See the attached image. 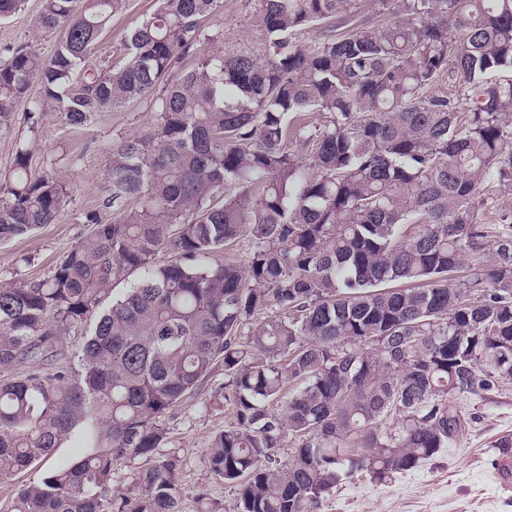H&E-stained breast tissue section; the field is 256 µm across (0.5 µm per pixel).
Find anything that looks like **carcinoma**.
<instances>
[{"label":"carcinoma","mask_w":512,"mask_h":512,"mask_svg":"<svg viewBox=\"0 0 512 512\" xmlns=\"http://www.w3.org/2000/svg\"><path fill=\"white\" fill-rule=\"evenodd\" d=\"M252 2L262 42L210 53L224 0H158L103 73L83 64L124 0H43L52 53L0 60L1 126L21 99L34 130L157 116L112 143L90 232L52 274L0 288V371L27 365L0 382V482L85 443L13 512H181L174 460L130 496L113 473L218 363L235 422L206 458L233 512H323L346 479L413 471L462 432L457 401L512 377V224L481 214L487 185H512V0ZM31 160L20 146L0 178V242L66 205ZM241 238L244 264L216 259ZM83 324L72 364L60 337ZM83 446L84 444L78 436H72L55 449L49 463L55 465L71 462L81 455Z\"/></svg>","instance_id":"obj_1"}]
</instances>
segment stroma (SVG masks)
Listing matches in <instances>:
<instances>
[{"instance_id": "stroma-1", "label": "stroma", "mask_w": 512, "mask_h": 512, "mask_svg": "<svg viewBox=\"0 0 512 512\" xmlns=\"http://www.w3.org/2000/svg\"><path fill=\"white\" fill-rule=\"evenodd\" d=\"M157 6L156 0H126L99 39L89 62L105 69L124 57L128 31ZM41 0H25L21 11L0 21V53L29 44L50 54L59 39L37 29ZM209 31L225 43H257L262 33L250 20L245 0H224L223 11L212 16ZM26 105L18 103L8 126L0 128V176L7 174L18 142L33 144L32 172L51 171L67 192L58 223L35 234L0 243V287L46 279L89 227L87 212L101 201L109 148L119 138L144 133L156 123L154 113L134 104L99 113L83 127H71L47 117L39 132H30L24 119ZM223 366H216L184 402L163 418L166 437L157 448L158 459L178 461L182 512H197L200 492L232 507L235 490L209 470L205 450L212 436L231 426L232 406L224 398ZM466 426L453 444L411 473L376 484L356 477L344 481L324 504L323 512H512V491L493 480V463H512V451L495 448V441L512 437V379L498 382L483 395L460 401Z\"/></svg>"}]
</instances>
